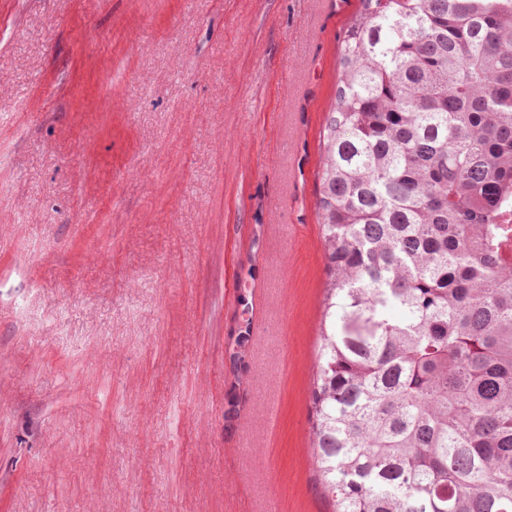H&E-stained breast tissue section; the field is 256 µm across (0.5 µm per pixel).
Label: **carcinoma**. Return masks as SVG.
<instances>
[{"mask_svg":"<svg viewBox=\"0 0 512 512\" xmlns=\"http://www.w3.org/2000/svg\"><path fill=\"white\" fill-rule=\"evenodd\" d=\"M323 127L335 512H512V0H359Z\"/></svg>","mask_w":512,"mask_h":512,"instance_id":"obj_1","label":"carcinoma"}]
</instances>
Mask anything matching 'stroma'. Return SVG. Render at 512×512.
Wrapping results in <instances>:
<instances>
[{"instance_id":"1","label":"stroma","mask_w":512,"mask_h":512,"mask_svg":"<svg viewBox=\"0 0 512 512\" xmlns=\"http://www.w3.org/2000/svg\"><path fill=\"white\" fill-rule=\"evenodd\" d=\"M358 0H0V512H334L320 132Z\"/></svg>"}]
</instances>
